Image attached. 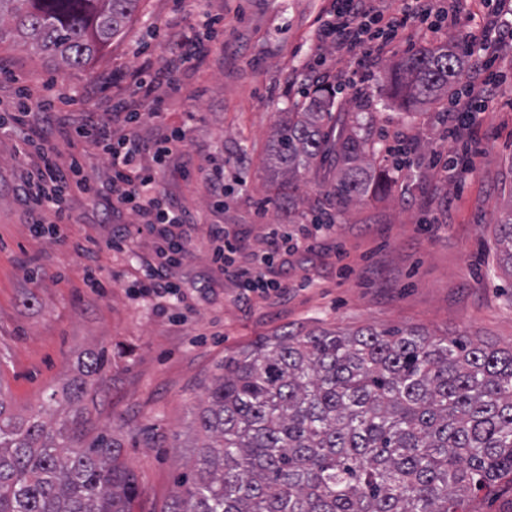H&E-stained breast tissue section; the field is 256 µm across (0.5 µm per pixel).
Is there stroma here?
<instances>
[{"label":"stroma","instance_id":"35a3bbf8","mask_svg":"<svg viewBox=\"0 0 512 512\" xmlns=\"http://www.w3.org/2000/svg\"><path fill=\"white\" fill-rule=\"evenodd\" d=\"M329 0H140L120 37L80 69L56 70L31 47L0 41V116L29 94L33 131L62 164L78 161L90 191L72 187L71 216L58 238L31 232L17 190L37 159L8 124L0 125V385L15 411L38 405L71 377L87 352L108 356L94 426L112 428L119 464L138 494L131 512H164L192 456L196 414L226 355L263 337L310 328H420L436 336L464 333L499 348L512 345V278L504 275L497 221L512 207V43L498 44L504 72L479 118L473 172L450 181L435 168L448 152L442 116L447 99L413 112L395 108L381 78L403 56L379 58L373 80L336 95L350 127L374 154L366 182L388 172L387 189L335 214L312 250L288 256L283 296L240 290L211 260L213 225L223 226L248 264L269 229L290 232L287 207L258 210L277 179L271 132L294 105L308 101L316 56L311 25ZM222 42L209 41L210 19ZM202 43L180 64L166 46L170 32ZM171 69L177 91L156 85L160 114L139 89L144 66ZM141 112L139 123L112 120L114 135L152 142L182 128L184 142L157 174L159 188L190 219L182 232L189 254L170 267L180 293L155 303L133 295L153 239L109 189L108 158L94 139L73 138L81 122L107 118L113 99ZM415 143L411 167L397 169L386 139ZM224 180L213 207L208 180Z\"/></svg>","mask_w":512,"mask_h":512}]
</instances>
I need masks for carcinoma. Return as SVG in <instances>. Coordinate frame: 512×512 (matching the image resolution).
Instances as JSON below:
<instances>
[{
	"mask_svg": "<svg viewBox=\"0 0 512 512\" xmlns=\"http://www.w3.org/2000/svg\"><path fill=\"white\" fill-rule=\"evenodd\" d=\"M140 0H0L4 30L57 68L85 66L123 32ZM463 59L448 46L394 63L384 79L415 109L448 94ZM315 97L271 135L277 192L294 213L298 173L336 157L326 196L361 202L366 140ZM512 277V209L497 223ZM107 364L91 351L28 414L0 387V512H130L112 429L87 438ZM65 407L64 415L52 406ZM192 471L165 512H472L512 490V347L414 329H311L224 357L197 413Z\"/></svg>",
	"mask_w": 512,
	"mask_h": 512,
	"instance_id": "1",
	"label": "carcinoma"
}]
</instances>
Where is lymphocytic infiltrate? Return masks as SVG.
<instances>
[{
  "mask_svg": "<svg viewBox=\"0 0 512 512\" xmlns=\"http://www.w3.org/2000/svg\"><path fill=\"white\" fill-rule=\"evenodd\" d=\"M482 7L474 28L465 36L468 55L474 62L472 75L448 101V136L462 143L461 150L449 154L443 166L451 177L470 170L472 144L463 140L462 134L473 130L487 106V93L499 82L501 68L497 57L490 55L489 47L492 42L512 39V0H482ZM447 23V9L430 4L429 0H411L400 13L391 15L380 10L376 0H333L318 30V39L347 50L350 75L344 86L354 90L371 81L374 59L389 46L406 42L410 30L417 28L435 33ZM96 131L98 139L110 146L112 193L130 205L138 218L139 230L147 231L160 241L156 250L158 260L147 271V289L164 296L174 289L167 279V269L179 264L187 253L182 237L175 234L173 228L186 223L187 218L178 205L161 193L156 174L173 148L182 142L183 133L172 130L168 136L146 146L133 137L113 138L112 124L107 120L98 124ZM39 157V164L27 174L21 195L22 202L32 212L30 228L35 232L43 227L45 211H53L57 221L66 220L65 195L72 174L79 170L75 161L69 166H60L55 153L47 146L42 147ZM212 235L220 242L214 252L215 262L240 287L264 293L285 289V282L273 277L272 271L289 250L287 233L272 230L255 262L247 266H236L229 261L228 256L234 253L235 247L227 240L222 227H213Z\"/></svg>",
  "mask_w": 512,
  "mask_h": 512,
  "instance_id": "lymphocytic-infiltrate-1",
  "label": "lymphocytic infiltrate"
}]
</instances>
